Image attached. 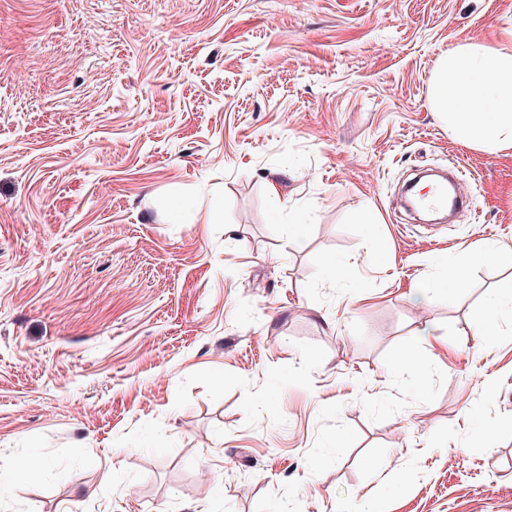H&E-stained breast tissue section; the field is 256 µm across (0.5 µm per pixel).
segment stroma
Listing matches in <instances>:
<instances>
[{
	"instance_id": "1",
	"label": "stroma",
	"mask_w": 512,
	"mask_h": 512,
	"mask_svg": "<svg viewBox=\"0 0 512 512\" xmlns=\"http://www.w3.org/2000/svg\"><path fill=\"white\" fill-rule=\"evenodd\" d=\"M458 41L512 0H0V512H512V254L470 260L512 148L433 108ZM508 293L510 299L504 301V295ZM512 315V290L510 288H500L488 295L486 303V313L483 319L477 325L478 332L483 336H489L495 333L503 321H509L505 315Z\"/></svg>"
}]
</instances>
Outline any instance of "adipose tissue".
Returning a JSON list of instances; mask_svg holds the SVG:
<instances>
[{"mask_svg": "<svg viewBox=\"0 0 512 512\" xmlns=\"http://www.w3.org/2000/svg\"><path fill=\"white\" fill-rule=\"evenodd\" d=\"M429 96L463 141L512 147V46H453L432 77Z\"/></svg>", "mask_w": 512, "mask_h": 512, "instance_id": "1", "label": "adipose tissue"}]
</instances>
